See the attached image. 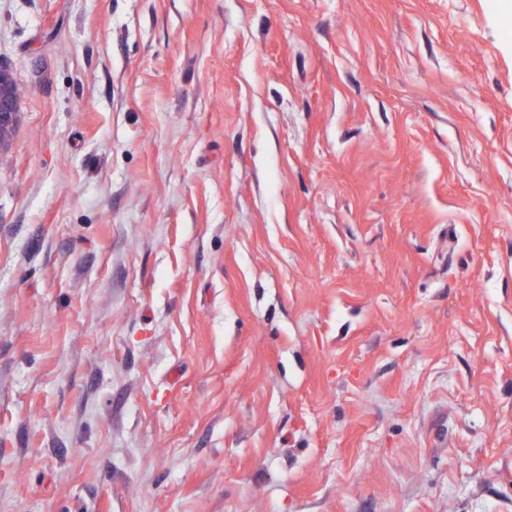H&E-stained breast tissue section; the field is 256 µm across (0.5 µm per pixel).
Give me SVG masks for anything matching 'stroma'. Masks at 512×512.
<instances>
[{
    "instance_id": "35a3bbf8",
    "label": "stroma",
    "mask_w": 512,
    "mask_h": 512,
    "mask_svg": "<svg viewBox=\"0 0 512 512\" xmlns=\"http://www.w3.org/2000/svg\"><path fill=\"white\" fill-rule=\"evenodd\" d=\"M0 512H512V0H0ZM19 91L9 72L0 67V151L10 141L19 120Z\"/></svg>"
}]
</instances>
